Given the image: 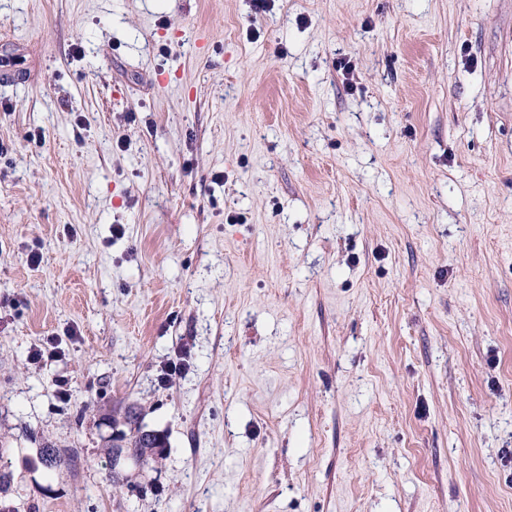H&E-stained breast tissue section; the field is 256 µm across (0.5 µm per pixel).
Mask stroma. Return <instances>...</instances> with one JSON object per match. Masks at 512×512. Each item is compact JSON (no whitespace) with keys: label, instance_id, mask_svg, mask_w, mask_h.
<instances>
[{"label":"stroma","instance_id":"35a3bbf8","mask_svg":"<svg viewBox=\"0 0 512 512\" xmlns=\"http://www.w3.org/2000/svg\"><path fill=\"white\" fill-rule=\"evenodd\" d=\"M510 449L512 0H0V512H512ZM103 419H111V426L112 431L107 434V437L112 436V438H116L119 433L122 435V442H124L125 447L115 448L114 445L112 446V439L110 441L105 442V447L108 450V456L109 461L111 463L112 460V466H111V478L113 479V482L119 480V472H112L113 469H119L122 465L126 464L127 462L131 461L135 463L130 457L127 455L125 448H133L135 453H137L141 458H143V462L146 460L145 456V447L147 448H159L158 453L161 452V448H166L167 444V437L166 435H163L156 431V434L153 435L151 439H148L146 444L143 443V440L138 437V434L142 430L141 425L138 423V418L135 419V421H127V427L128 431H120L117 429V422L113 423L112 416L109 417H103Z\"/></svg>","mask_w":512,"mask_h":512}]
</instances>
